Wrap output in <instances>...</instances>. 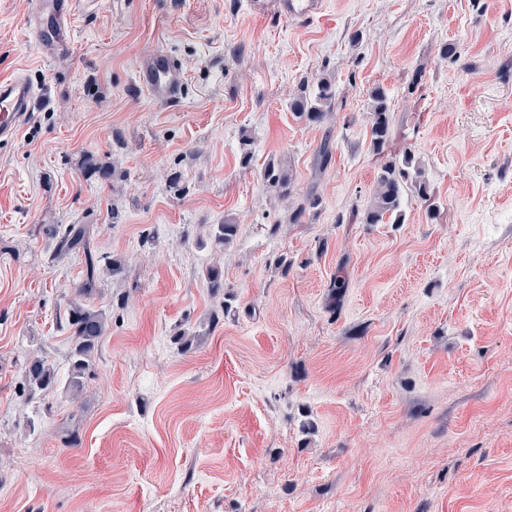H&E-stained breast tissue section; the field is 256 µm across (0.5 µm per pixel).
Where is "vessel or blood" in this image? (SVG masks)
I'll return each mask as SVG.
<instances>
[{
    "instance_id": "1",
    "label": "vessel or blood",
    "mask_w": 512,
    "mask_h": 512,
    "mask_svg": "<svg viewBox=\"0 0 512 512\" xmlns=\"http://www.w3.org/2000/svg\"><path fill=\"white\" fill-rule=\"evenodd\" d=\"M245 11L262 20L310 22L324 11L325 0H242ZM41 21L30 24L28 36L42 45H56L75 12L74 0H37ZM186 76L180 62L162 51H148L137 60L135 86L151 101L167 105L180 100ZM40 90L20 72L0 78V140L18 137L36 111Z\"/></svg>"
}]
</instances>
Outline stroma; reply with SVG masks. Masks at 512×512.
Listing matches in <instances>:
<instances>
[{
    "mask_svg": "<svg viewBox=\"0 0 512 512\" xmlns=\"http://www.w3.org/2000/svg\"><path fill=\"white\" fill-rule=\"evenodd\" d=\"M31 2L0 0V76L44 92L0 142V512H512V0H326L305 25L240 0H78L54 57L27 36ZM153 49L187 74L176 103L134 86ZM325 74L336 99L306 124L288 100ZM378 85L437 218L412 197L403 223L352 218L382 165ZM87 154L118 179L85 176ZM270 161L318 197L302 223L264 185ZM68 224L126 280L79 298L80 254L54 255ZM216 261L235 301L212 329ZM78 299L108 326L76 397ZM36 356L58 384L29 399ZM237 231V224H234L230 219H224L222 224L210 225L209 234L215 247L224 250V247L236 237Z\"/></svg>",
    "mask_w": 512,
    "mask_h": 512,
    "instance_id": "35a3bbf8",
    "label": "stroma"
}]
</instances>
